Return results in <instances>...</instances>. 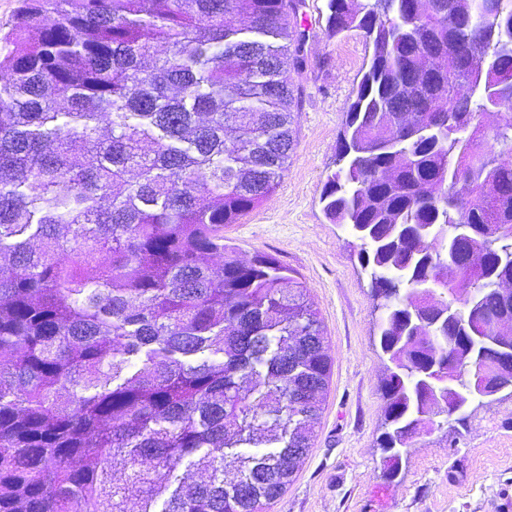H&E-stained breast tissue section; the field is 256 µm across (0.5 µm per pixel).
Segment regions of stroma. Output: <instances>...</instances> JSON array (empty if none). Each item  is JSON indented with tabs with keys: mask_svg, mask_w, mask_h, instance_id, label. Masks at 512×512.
<instances>
[{
	"mask_svg": "<svg viewBox=\"0 0 512 512\" xmlns=\"http://www.w3.org/2000/svg\"><path fill=\"white\" fill-rule=\"evenodd\" d=\"M325 4L305 0L297 16L308 34L307 64L292 76L298 110L287 170L266 200L224 229L241 259L265 252L303 278L332 361L311 446L268 512H512L511 397L474 402L460 429L445 426L414 442L395 482L382 476L380 312L349 233L320 202L371 48L356 31L329 36Z\"/></svg>",
	"mask_w": 512,
	"mask_h": 512,
	"instance_id": "1",
	"label": "stroma"
}]
</instances>
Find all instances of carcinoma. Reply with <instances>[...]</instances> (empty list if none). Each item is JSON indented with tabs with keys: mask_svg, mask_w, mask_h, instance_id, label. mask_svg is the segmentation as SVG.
<instances>
[{
	"mask_svg": "<svg viewBox=\"0 0 512 512\" xmlns=\"http://www.w3.org/2000/svg\"><path fill=\"white\" fill-rule=\"evenodd\" d=\"M299 6L26 0L0 59V512H265L293 480L322 322L224 227L287 169ZM326 8L329 36L372 48L321 201L382 309L377 444L403 453L463 422L474 377L512 395V120L481 119L512 104V0ZM199 453L204 475L173 481Z\"/></svg>",
	"mask_w": 512,
	"mask_h": 512,
	"instance_id": "obj_1",
	"label": "carcinoma"
}]
</instances>
